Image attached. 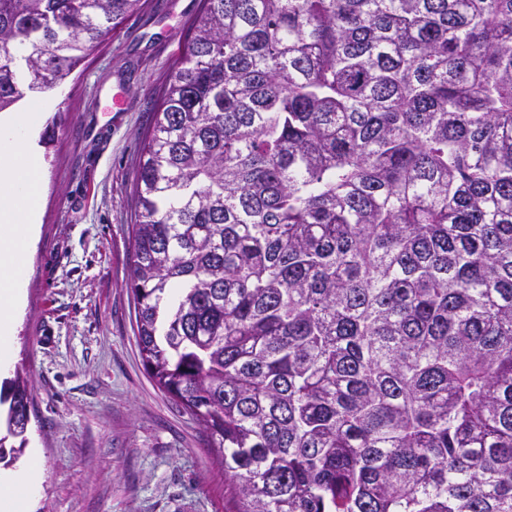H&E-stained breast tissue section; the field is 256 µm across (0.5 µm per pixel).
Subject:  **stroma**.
Returning <instances> with one entry per match:
<instances>
[{
	"label": "stroma",
	"mask_w": 512,
	"mask_h": 512,
	"mask_svg": "<svg viewBox=\"0 0 512 512\" xmlns=\"http://www.w3.org/2000/svg\"><path fill=\"white\" fill-rule=\"evenodd\" d=\"M200 0H148L59 86L44 193L14 337L31 381L29 512H229L218 449L148 375L129 226L138 135Z\"/></svg>",
	"instance_id": "stroma-1"
}]
</instances>
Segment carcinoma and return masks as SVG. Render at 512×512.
Returning a JSON list of instances; mask_svg holds the SVG:
<instances>
[{"mask_svg":"<svg viewBox=\"0 0 512 512\" xmlns=\"http://www.w3.org/2000/svg\"><path fill=\"white\" fill-rule=\"evenodd\" d=\"M146 2L0 0V112ZM153 112L138 346L232 512H512V0H201Z\"/></svg>","mask_w":512,"mask_h":512,"instance_id":"1","label":"carcinoma"}]
</instances>
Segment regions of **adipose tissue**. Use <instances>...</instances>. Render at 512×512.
<instances>
[{
  "mask_svg": "<svg viewBox=\"0 0 512 512\" xmlns=\"http://www.w3.org/2000/svg\"><path fill=\"white\" fill-rule=\"evenodd\" d=\"M43 97L29 111L0 113V373L13 355V336L37 232L43 162L35 143ZM41 464L30 457L17 470L0 471V512H27Z\"/></svg>",
  "mask_w": 512,
  "mask_h": 512,
  "instance_id": "obj_1",
  "label": "adipose tissue"
}]
</instances>
